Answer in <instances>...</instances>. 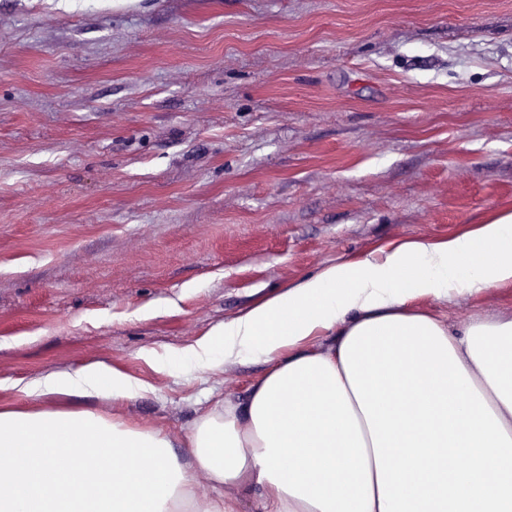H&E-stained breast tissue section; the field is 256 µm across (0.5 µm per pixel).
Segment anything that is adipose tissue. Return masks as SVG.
Wrapping results in <instances>:
<instances>
[{"instance_id":"obj_1","label":"adipose tissue","mask_w":512,"mask_h":512,"mask_svg":"<svg viewBox=\"0 0 512 512\" xmlns=\"http://www.w3.org/2000/svg\"><path fill=\"white\" fill-rule=\"evenodd\" d=\"M510 238L505 212L330 265L215 327L197 359L220 345L271 367L181 436L62 410L142 395L105 363L27 382L33 408L0 409V512H237L241 494L256 512H512V317L457 333L411 305L512 283Z\"/></svg>"}]
</instances>
